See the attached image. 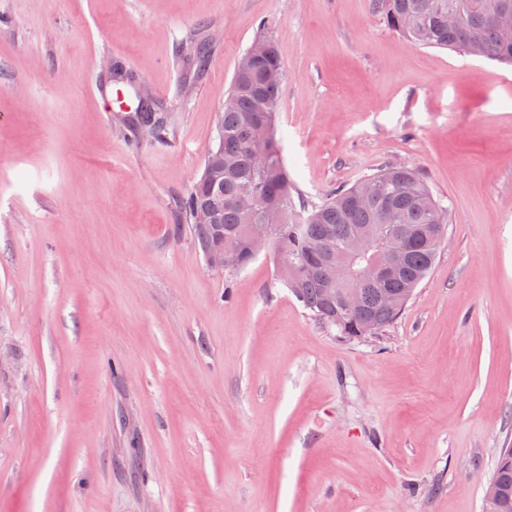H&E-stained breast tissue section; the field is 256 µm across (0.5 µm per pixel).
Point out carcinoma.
<instances>
[{"label": "carcinoma", "instance_id": "1", "mask_svg": "<svg viewBox=\"0 0 512 512\" xmlns=\"http://www.w3.org/2000/svg\"><path fill=\"white\" fill-rule=\"evenodd\" d=\"M373 15L389 30L424 47L447 49L484 57L500 63H512V40L504 39V28L512 27V0H370ZM459 17L463 25L448 26V16ZM263 51L246 72L234 73L225 94L229 101L216 115L217 143L207 153L203 169L224 160V185L213 190L200 175L187 189L181 203L182 222L191 226L199 247L211 238L212 228L196 223V212L220 195L223 204L216 225L224 232V250L244 246L255 224L270 225L273 248L297 262L311 264L317 257L309 252L308 240L329 233L342 239L352 224H447V209L433 196L428 184L405 166H385L368 176L378 185L368 200L359 197L360 184L336 190L319 203L295 204L290 191L288 170L279 153L276 128L280 108V85L264 82V73L284 66L275 42L266 35L257 38ZM211 42L205 32L190 37L180 47V55L195 59L202 67ZM157 113L135 112L130 128L138 136L160 139L168 124H156ZM265 163L257 167V155ZM255 191L259 209L240 208L239 197ZM439 243L413 238L400 271L385 281V287L401 292L408 302L415 289L429 276ZM321 278L302 277L287 285L296 299L320 320L336 327L348 338L376 336L390 326L404 306L387 308L378 302L377 289H361V304L356 312L344 309L349 285L336 286L331 297L323 294ZM489 483L490 496L484 497V512H512V448L500 450L498 464Z\"/></svg>", "mask_w": 512, "mask_h": 512}]
</instances>
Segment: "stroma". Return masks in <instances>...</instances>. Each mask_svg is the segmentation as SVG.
Listing matches in <instances>:
<instances>
[{"instance_id":"1","label":"stroma","mask_w":512,"mask_h":512,"mask_svg":"<svg viewBox=\"0 0 512 512\" xmlns=\"http://www.w3.org/2000/svg\"><path fill=\"white\" fill-rule=\"evenodd\" d=\"M263 28L295 202L397 165L448 210L379 336H338L266 254L209 267L181 222ZM108 59L175 89L164 142L130 154ZM509 446L512 66L369 0H0V512H483ZM205 31L197 34H193L184 44L180 47V55L185 59L187 55L192 56L195 59V67L201 68L206 62L211 42L206 39Z\"/></svg>"}]
</instances>
